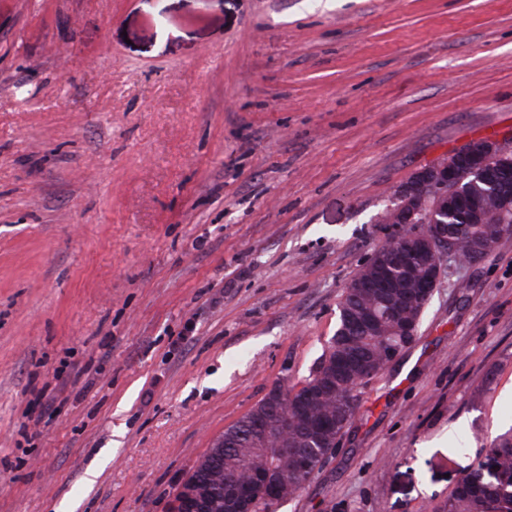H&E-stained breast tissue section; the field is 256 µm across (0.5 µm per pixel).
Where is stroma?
I'll use <instances>...</instances> for the list:
<instances>
[{
  "label": "stroma",
  "mask_w": 512,
  "mask_h": 512,
  "mask_svg": "<svg viewBox=\"0 0 512 512\" xmlns=\"http://www.w3.org/2000/svg\"><path fill=\"white\" fill-rule=\"evenodd\" d=\"M482 138L512 0H0V512H169L308 374L394 190ZM511 429L512 235L445 259L274 512H442Z\"/></svg>",
  "instance_id": "obj_1"
}]
</instances>
